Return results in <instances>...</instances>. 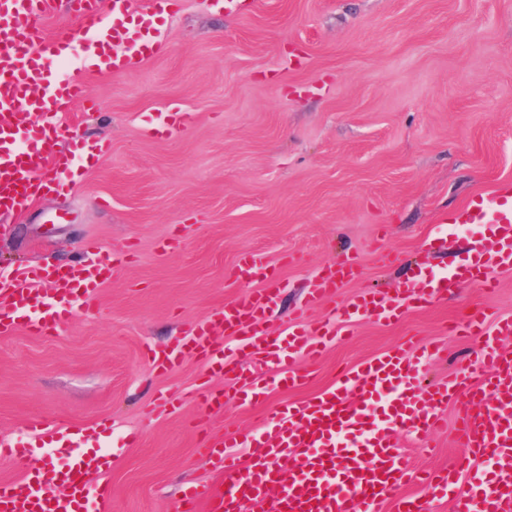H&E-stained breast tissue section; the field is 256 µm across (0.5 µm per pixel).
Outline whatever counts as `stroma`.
I'll return each instance as SVG.
<instances>
[{"label":"stroma","mask_w":512,"mask_h":512,"mask_svg":"<svg viewBox=\"0 0 512 512\" xmlns=\"http://www.w3.org/2000/svg\"><path fill=\"white\" fill-rule=\"evenodd\" d=\"M167 48L133 70L89 74V101L68 121L72 138L107 148L85 162L73 191L34 197L0 221V270L15 263L67 266L85 244L111 251L112 273L90 314L44 336L16 325L0 335V436L19 445L35 419L73 423L116 447L101 485L112 512H179L184 492L218 480L200 448L214 432L250 429L281 403L312 397L339 375L399 344L444 340L423 382L459 371L477 343L450 333L475 309L512 316V269L495 291L465 287L391 325L345 326L307 379L283 390L272 369L249 404L234 384L188 359L169 371L152 354L254 288L241 251L280 269L278 322L302 313L305 282L343 253L361 277L336 305L394 287L402 263L426 254L447 273L488 232L448 229L440 216L512 180V0H177L161 20ZM188 112L177 136L158 133L161 112ZM448 233V249L428 240ZM224 393L204 420L198 393ZM174 399L175 411L160 404ZM450 403L423 448L401 444L416 470L460 454Z\"/></svg>","instance_id":"1"}]
</instances>
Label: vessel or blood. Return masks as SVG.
Segmentation results:
<instances>
[{
  "mask_svg": "<svg viewBox=\"0 0 512 512\" xmlns=\"http://www.w3.org/2000/svg\"><path fill=\"white\" fill-rule=\"evenodd\" d=\"M174 3L146 0L139 11L133 0H111L103 14L85 0H0L1 213L21 211L40 190L76 181L80 155L56 153L63 128L53 118L82 102L83 84L61 77L59 67L72 59L82 70L139 67L164 50L158 20ZM60 6L79 18L80 45L42 27V19ZM19 107L30 115L22 140L14 118ZM444 221L492 227L484 244L448 275L433 277L424 263L411 261L396 288L368 290L341 308L340 320H322L311 330L298 321L271 330L278 293L254 288L197 322L154 364L171 369L187 358L199 360L206 371L235 379L240 399L247 401L263 394L257 382L262 367H280V386L300 385L305 375L291 368V360L319 358L333 342L337 324L385 325L461 286L496 288L495 272L512 268V182L498 184L491 196L473 197ZM92 253L65 269L23 268L0 279V329L21 316L30 331L54 335L68 315L92 312L112 261L102 247ZM360 273L357 257L341 256L312 280L306 307L331 303L338 288ZM460 330L482 337L483 346L470 363L439 382L422 383L420 372L423 359L438 355L440 345L395 347L344 372L313 398L282 403L273 420L225 432L218 444L205 447L217 460L219 481L192 487L181 512H242L246 503L251 512H378L382 505L392 512H430L429 501L441 499L451 512H512V351L498 344L512 336V317L491 322L478 309ZM220 334L238 341V349H224L216 340ZM461 396L468 400L457 424L463 456L452 467L425 473L426 497L403 495L410 468L400 436L429 441L442 428L449 402ZM61 439L67 463L35 467L30 449L0 438V456L12 458L21 472L0 483V512H112L111 500L91 482L104 473L112 449L95 447L79 427L61 432L47 426L36 436L40 443ZM490 458L496 465L487 473L481 463Z\"/></svg>",
  "mask_w": 512,
  "mask_h": 512,
  "instance_id": "vessel-or-blood-1",
  "label": "vessel or blood"
}]
</instances>
